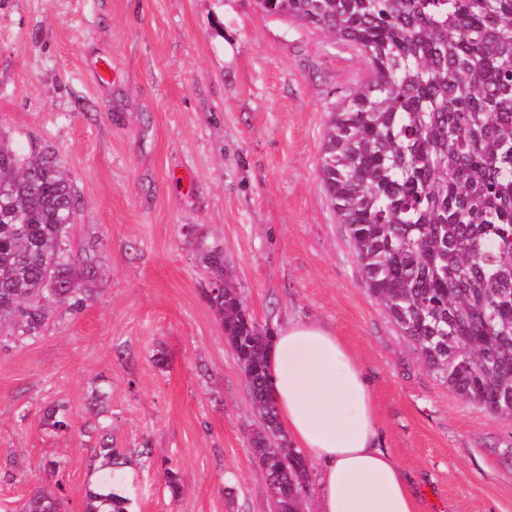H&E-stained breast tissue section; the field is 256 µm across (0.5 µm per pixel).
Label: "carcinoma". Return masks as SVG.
Listing matches in <instances>:
<instances>
[{
    "mask_svg": "<svg viewBox=\"0 0 512 512\" xmlns=\"http://www.w3.org/2000/svg\"><path fill=\"white\" fill-rule=\"evenodd\" d=\"M272 14L358 47L367 77L330 113L321 176L369 294L422 361L463 400L512 420V0H260ZM78 195L56 155L0 149V337L42 336L53 308L81 310L92 262L70 249ZM206 298L261 418L278 512L311 492L304 453L282 429L268 375L269 329L202 246ZM45 424L69 428L50 408ZM83 512H135L126 454L103 438ZM62 484L25 512H61Z\"/></svg>",
    "mask_w": 512,
    "mask_h": 512,
    "instance_id": "cac0c4a2",
    "label": "carcinoma"
}]
</instances>
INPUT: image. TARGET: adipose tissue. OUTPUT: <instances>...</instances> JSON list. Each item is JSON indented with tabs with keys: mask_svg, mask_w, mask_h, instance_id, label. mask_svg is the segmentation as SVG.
Here are the masks:
<instances>
[{
	"mask_svg": "<svg viewBox=\"0 0 512 512\" xmlns=\"http://www.w3.org/2000/svg\"><path fill=\"white\" fill-rule=\"evenodd\" d=\"M269 371L278 419L318 471L319 512H419L394 457L380 446L370 382L335 332L288 320Z\"/></svg>",
	"mask_w": 512,
	"mask_h": 512,
	"instance_id": "obj_1",
	"label": "adipose tissue"
}]
</instances>
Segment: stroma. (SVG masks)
Returning a JSON list of instances; mask_svg holds the SVG:
<instances>
[{"mask_svg":"<svg viewBox=\"0 0 512 512\" xmlns=\"http://www.w3.org/2000/svg\"><path fill=\"white\" fill-rule=\"evenodd\" d=\"M364 74L355 46L257 0H0V146L56 152L82 202L74 242L96 249L86 306L0 346V512L57 482L63 512H81L99 423L135 452V512H273L203 243L261 326L342 339L421 512H512V421L426 368L364 287L322 183L329 115Z\"/></svg>","mask_w":512,"mask_h":512,"instance_id":"1","label":"stroma"}]
</instances>
